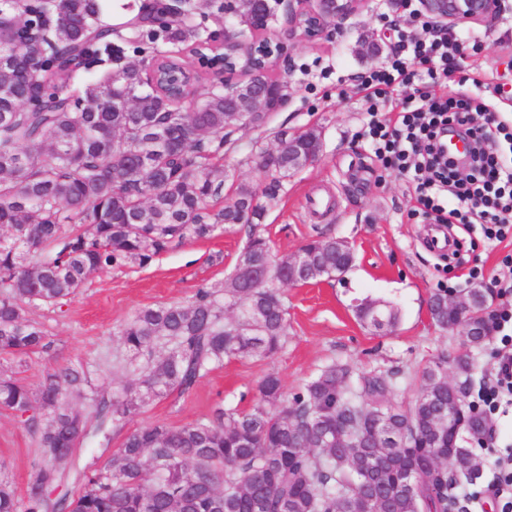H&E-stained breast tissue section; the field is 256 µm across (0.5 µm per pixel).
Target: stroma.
Listing matches in <instances>:
<instances>
[{
  "label": "stroma",
  "mask_w": 512,
  "mask_h": 512,
  "mask_svg": "<svg viewBox=\"0 0 512 512\" xmlns=\"http://www.w3.org/2000/svg\"><path fill=\"white\" fill-rule=\"evenodd\" d=\"M194 23L203 28L198 49L206 55L224 50V0H190ZM402 0H368L342 24L341 31L291 48L290 61H276L270 75L288 81L292 95L265 126L231 127L233 146L224 153V185L249 186L264 193L269 180L250 162L256 146L275 148L282 134L313 130L321 138L318 158L284 180L261 218L260 232L276 255L293 253L319 233L347 239L355 260L343 280L288 288V342L273 357L225 362L204 377L190 396L154 401L134 412L110 441L94 437L66 464L67 480L57 495L76 489L87 470L104 469L127 431L161 420L174 426L210 415L217 406L246 408L259 380L279 376L285 391L325 366L340 363L356 370L398 372L395 397L413 399L417 373L460 338L432 326L428 301L435 292L471 285V268L482 269V283L493 285L512 270L504 264L512 240L488 248L480 232L455 229L463 246L450 256L426 242L429 217L418 209L410 179L384 168L375 157L366 121L369 104L356 76L386 65L400 35L420 33ZM459 34L472 40L460 81H444L435 93H464L493 101L503 117L512 116V0H505L493 26L468 24ZM246 241L242 226L216 232L157 256L145 267H126L90 276L84 288L58 307L34 306L33 322L43 327L50 347L17 363L0 355V368L18 370L38 386L47 369L71 363L98 386L122 375L118 333L134 312L155 304L188 303L202 285H217L231 273ZM372 297L398 312L394 329L377 332L355 317L357 301ZM40 458L36 439L16 418L0 413V479L24 495L33 465Z\"/></svg>",
  "instance_id": "35a3bbf8"
}]
</instances>
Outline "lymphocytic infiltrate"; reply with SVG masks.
<instances>
[{
    "label": "lymphocytic infiltrate",
    "instance_id": "f902f5d3",
    "mask_svg": "<svg viewBox=\"0 0 512 512\" xmlns=\"http://www.w3.org/2000/svg\"><path fill=\"white\" fill-rule=\"evenodd\" d=\"M404 40L392 61L362 75L359 89L370 108L368 134L384 166L412 175L416 200L436 224L480 229L491 245L512 233V127L497 112L466 95L438 96L428 91L404 99L394 124L380 122L378 104L414 85L419 73L431 81L459 71L464 38L431 23ZM466 136V159L449 155L447 137ZM495 371L481 398L490 414L512 410V338L495 353Z\"/></svg>",
    "mask_w": 512,
    "mask_h": 512
}]
</instances>
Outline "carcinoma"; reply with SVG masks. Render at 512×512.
<instances>
[{
    "label": "carcinoma",
    "mask_w": 512,
    "mask_h": 512,
    "mask_svg": "<svg viewBox=\"0 0 512 512\" xmlns=\"http://www.w3.org/2000/svg\"><path fill=\"white\" fill-rule=\"evenodd\" d=\"M105 0H0V16L15 27L0 52L14 65L0 69V354L23 357L50 348L28 318L33 305L60 306L95 273L145 267L156 256L235 226L240 209L264 207L238 185L224 195L225 109L236 99L184 90L190 63L154 60L163 84L142 80L128 64L89 78L84 72L122 57L104 21ZM158 36L197 42L185 17L169 20ZM51 89L26 107L33 79ZM143 93L126 102L129 87ZM280 184L288 156L254 159ZM309 266L288 269V257L249 225L232 274L202 285L186 304L138 310L119 332L127 376L97 390L73 365L49 369L37 388L0 372V412L18 419L39 441L42 455L28 483L26 503L0 482V512H357L359 497L376 512H446L448 476L479 474L462 438L442 434L448 381L436 365L420 374L409 402H398L395 372H355L331 364L293 394L270 374L248 409L216 408L180 426L156 422L130 431L104 471L82 474L74 496L51 498L63 465L90 431L124 427L150 402L183 397L232 358H268L288 340L285 288L319 281L315 269L336 266V237L302 246ZM445 293L429 300L442 329ZM88 402L89 411L75 406ZM466 423L485 425L481 411L460 399ZM390 414L410 448H323L331 422ZM420 474L413 489L408 472Z\"/></svg>",
    "instance_id": "1"
}]
</instances>
